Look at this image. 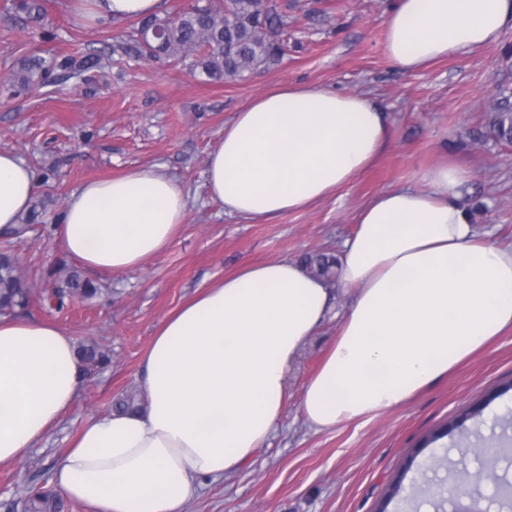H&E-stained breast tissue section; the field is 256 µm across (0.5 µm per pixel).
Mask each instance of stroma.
Instances as JSON below:
<instances>
[{
	"mask_svg": "<svg viewBox=\"0 0 512 512\" xmlns=\"http://www.w3.org/2000/svg\"><path fill=\"white\" fill-rule=\"evenodd\" d=\"M10 3L0 0V149L22 158L40 188L27 231L11 239L1 234L0 245L11 243L32 291L49 287V269L79 265L54 227L85 182L160 166L185 185L190 205L161 255L110 275L85 271L100 296L61 311L35 296L19 309V316L53 322L75 346H98L111 360L84 365L78 396L61 422L24 459L0 465V512H15L31 487H51L82 424L139 388L141 361L161 321L243 263L338 253L372 196L416 182L444 161L473 174L465 193L487 208L476 218L478 232L512 245V144L476 139L505 72L511 26L496 44L405 73L386 52L391 0H271L288 22L286 56L262 73L214 83L182 62L113 64L112 48L130 23H89L70 12L68 0H41L45 15L35 27ZM75 52L98 56L100 68L81 76L57 72L16 96L4 90L25 59ZM285 83L369 95L385 111L392 144L307 210L272 222L227 215L207 189L208 156L236 112ZM337 327L329 318L289 371L288 405L267 448L251 466L203 484L184 512H378L382 505L387 512H464L457 482L473 486L478 512H504L483 478V450L512 440V332L412 402L318 433L304 423L300 403Z\"/></svg>",
	"mask_w": 512,
	"mask_h": 512,
	"instance_id": "1",
	"label": "stroma"
}]
</instances>
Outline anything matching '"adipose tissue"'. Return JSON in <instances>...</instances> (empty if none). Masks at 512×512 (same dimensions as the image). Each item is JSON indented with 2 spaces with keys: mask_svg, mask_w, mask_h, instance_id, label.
I'll return each mask as SVG.
<instances>
[{
  "mask_svg": "<svg viewBox=\"0 0 512 512\" xmlns=\"http://www.w3.org/2000/svg\"><path fill=\"white\" fill-rule=\"evenodd\" d=\"M84 18L154 16L162 0H69ZM389 59L411 72L496 43L512 0H394ZM383 110L363 95L285 84L236 113L210 153L206 185L227 214L272 221L351 182L388 147ZM448 164L381 192L355 218L338 281L349 296L335 342L308 379L305 423L318 432L390 412L512 330V248L481 236ZM38 184L0 151V230L17 229ZM188 194L157 166L85 183L55 230L85 267L144 265L185 223ZM331 289L298 261L249 263L160 323L142 360L147 406L86 421L53 477L90 512H183L200 480L252 462L281 422L288 371L329 318ZM71 338L49 322L0 318V463L36 448L76 398Z\"/></svg>",
  "mask_w": 512,
  "mask_h": 512,
  "instance_id": "ef3b65f1",
  "label": "adipose tissue"
}]
</instances>
